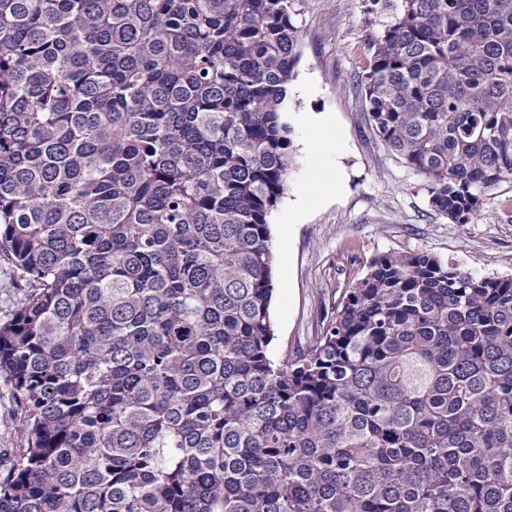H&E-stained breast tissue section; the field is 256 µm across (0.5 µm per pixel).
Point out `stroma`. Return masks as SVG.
<instances>
[{"mask_svg":"<svg viewBox=\"0 0 512 512\" xmlns=\"http://www.w3.org/2000/svg\"><path fill=\"white\" fill-rule=\"evenodd\" d=\"M390 19L371 0L300 6L299 58L281 114L290 169L268 217L274 358L319 336L379 255L423 251L477 275L512 276V181L486 192L469 223H452L366 120L357 78Z\"/></svg>","mask_w":512,"mask_h":512,"instance_id":"stroma-1","label":"stroma"}]
</instances>
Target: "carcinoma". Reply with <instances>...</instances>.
<instances>
[{
  "mask_svg": "<svg viewBox=\"0 0 512 512\" xmlns=\"http://www.w3.org/2000/svg\"><path fill=\"white\" fill-rule=\"evenodd\" d=\"M301 0H0V512H512V277L386 253L272 359ZM367 122L465 224L512 0H396ZM14 409L13 400L7 388L0 381V480L7 474L8 457L11 456L14 448H19L20 445L13 422Z\"/></svg>",
  "mask_w": 512,
  "mask_h": 512,
  "instance_id": "1",
  "label": "carcinoma"
}]
</instances>
